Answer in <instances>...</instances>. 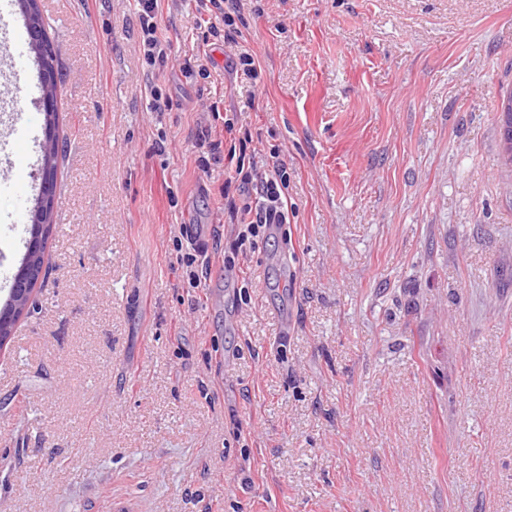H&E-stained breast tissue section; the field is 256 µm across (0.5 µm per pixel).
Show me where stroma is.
<instances>
[{"instance_id":"35a3bbf8","label":"stroma","mask_w":512,"mask_h":512,"mask_svg":"<svg viewBox=\"0 0 512 512\" xmlns=\"http://www.w3.org/2000/svg\"><path fill=\"white\" fill-rule=\"evenodd\" d=\"M39 7L65 158L0 348V512H512V0H246L206 79L195 0H161L154 70L135 0ZM24 69L0 90L38 131ZM214 100L290 176L289 223L231 268ZM20 209L0 190V303ZM43 272V270H42ZM42 272L37 278H25L23 275H17L13 279L12 288L9 296L3 306L0 307L1 316L5 311H11L17 316L27 313L31 309L34 299L33 285L38 281Z\"/></svg>"}]
</instances>
